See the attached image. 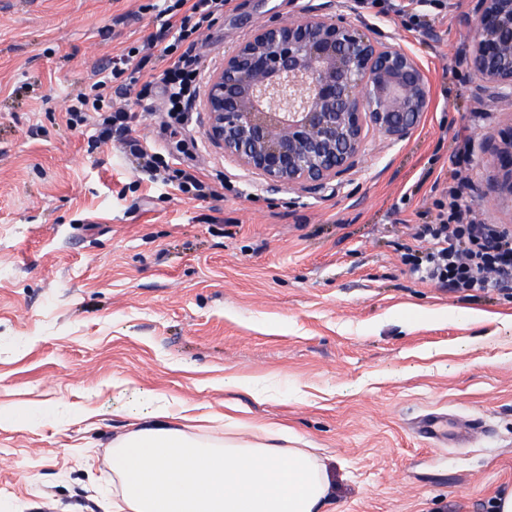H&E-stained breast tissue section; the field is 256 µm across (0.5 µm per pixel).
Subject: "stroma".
<instances>
[{
    "label": "stroma",
    "mask_w": 512,
    "mask_h": 512,
    "mask_svg": "<svg viewBox=\"0 0 512 512\" xmlns=\"http://www.w3.org/2000/svg\"><path fill=\"white\" fill-rule=\"evenodd\" d=\"M151 2L0 0V512H112V442L159 395L212 415L216 438L227 412L286 425L326 466V512H491L512 488V297L424 283L401 260L458 136L477 222L512 227V202L485 193L484 142L512 130V103L458 60L474 0L424 6L414 31L383 0H230L196 48L203 77L255 25L313 4L395 33L430 103L405 140L370 133L327 197L225 157L205 101L177 125L125 96L133 138L206 182L203 200L67 123L72 95L155 38ZM22 406L36 428L14 425ZM433 411L484 431L435 447L412 430Z\"/></svg>",
    "instance_id": "1"
}]
</instances>
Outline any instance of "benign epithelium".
I'll return each instance as SVG.
<instances>
[{
    "label": "benign epithelium",
    "instance_id": "benign-epithelium-1",
    "mask_svg": "<svg viewBox=\"0 0 512 512\" xmlns=\"http://www.w3.org/2000/svg\"><path fill=\"white\" fill-rule=\"evenodd\" d=\"M466 64L512 101V0H475ZM429 105L415 57L362 18L307 7L284 25H256L208 83L207 139L276 189L319 192L360 157L372 131L399 142ZM489 193L512 199V130L490 138Z\"/></svg>",
    "mask_w": 512,
    "mask_h": 512
}]
</instances>
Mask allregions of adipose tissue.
Returning <instances> with one entry per match:
<instances>
[{
    "mask_svg": "<svg viewBox=\"0 0 512 512\" xmlns=\"http://www.w3.org/2000/svg\"><path fill=\"white\" fill-rule=\"evenodd\" d=\"M178 418L160 399L113 442L115 512H323L326 468L308 450L285 447V426L271 423L247 438L232 418L216 443L176 427Z\"/></svg>",
    "mask_w": 512,
    "mask_h": 512,
    "instance_id": "1",
    "label": "adipose tissue"
}]
</instances>
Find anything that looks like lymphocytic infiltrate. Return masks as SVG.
<instances>
[{
    "instance_id": "obj_1",
    "label": "lymphocytic infiltrate",
    "mask_w": 512,
    "mask_h": 512,
    "mask_svg": "<svg viewBox=\"0 0 512 512\" xmlns=\"http://www.w3.org/2000/svg\"><path fill=\"white\" fill-rule=\"evenodd\" d=\"M228 0H171L161 9L165 21L159 40L165 46L162 56H174L172 66L160 77L147 80L143 73L151 64L150 45H142L140 59L131 54L113 56L106 79L94 82L88 91L78 93L68 108L69 123L78 125L89 114L98 116L96 145L119 141L135 156L140 172L148 176L164 175L167 182L192 198L203 200L210 188L196 176L181 169H170L157 151L130 138L135 113L120 106L106 105L108 91L126 95L136 91L144 100L161 96L168 116L184 121L199 93L200 61L196 52L199 36L208 29L215 15L223 13ZM471 184L458 178L444 184L434 202L436 215L419 225L414 234L417 248L402 256L419 279L458 291L481 292L512 290V229L495 224H477L470 218Z\"/></svg>"
}]
</instances>
